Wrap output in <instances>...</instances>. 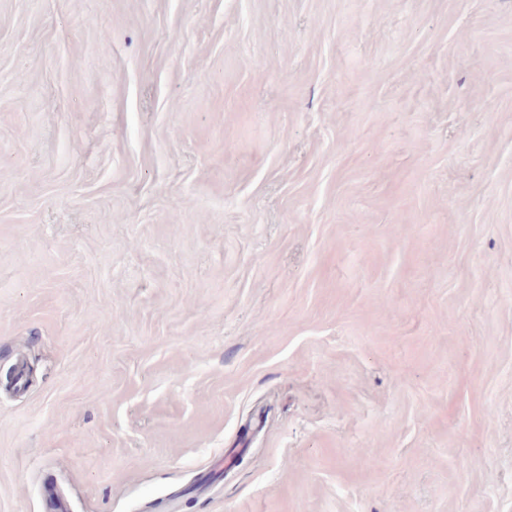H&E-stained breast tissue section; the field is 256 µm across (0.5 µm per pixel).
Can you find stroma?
<instances>
[{"mask_svg": "<svg viewBox=\"0 0 512 512\" xmlns=\"http://www.w3.org/2000/svg\"><path fill=\"white\" fill-rule=\"evenodd\" d=\"M0 512H512V0H0Z\"/></svg>", "mask_w": 512, "mask_h": 512, "instance_id": "obj_1", "label": "stroma"}]
</instances>
